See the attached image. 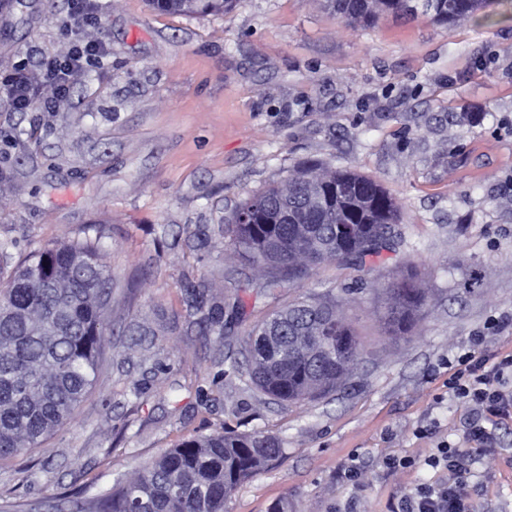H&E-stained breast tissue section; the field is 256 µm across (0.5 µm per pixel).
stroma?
I'll use <instances>...</instances> for the list:
<instances>
[{
    "mask_svg": "<svg viewBox=\"0 0 512 512\" xmlns=\"http://www.w3.org/2000/svg\"><path fill=\"white\" fill-rule=\"evenodd\" d=\"M0 10V81L35 73L73 38L102 43L53 111L0 98V237L24 252L99 238L112 273L105 359L72 419L0 467V512H72L66 494L108 488L190 436L261 433L283 458L224 512H390L438 482L424 460L470 447L471 409L446 398L463 353L512 352V0L444 27L430 19L349 25L320 0H238L227 14L96 0L98 25L61 24L69 0ZM31 132L18 144L17 129ZM302 164L380 183L401 214L400 248L374 267L327 262L250 304L223 337L183 302L205 283L223 302L260 272L224 247L250 194ZM413 269L428 296L410 332L385 335L381 288ZM333 290L364 354L318 401L278 404L228 376L248 370L249 332L295 298ZM510 318L507 326L492 320ZM467 477L478 512H512V420L493 426ZM389 456L416 459L390 470ZM358 458L361 477L344 470Z\"/></svg>",
    "mask_w": 512,
    "mask_h": 512,
    "instance_id": "1",
    "label": "stroma"
}]
</instances>
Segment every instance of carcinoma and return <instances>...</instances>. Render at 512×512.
I'll use <instances>...</instances> for the list:
<instances>
[{"label": "carcinoma", "instance_id": "1", "mask_svg": "<svg viewBox=\"0 0 512 512\" xmlns=\"http://www.w3.org/2000/svg\"><path fill=\"white\" fill-rule=\"evenodd\" d=\"M179 14L230 11L235 0H148ZM341 20L371 22L384 13L426 15L448 25L475 14L487 0H325ZM400 213L375 180L348 170L304 165L284 182L241 202L225 225L227 246L261 268L263 282L240 290L270 295L326 261L361 266L393 249ZM17 242L0 238V464L24 455L63 428L91 393L104 355V320L112 277L98 241L35 249L5 271ZM203 313L204 335L222 336L245 314L240 296L207 304L206 286L191 290ZM381 325L403 336L426 303L415 274L383 289ZM252 368L224 374L281 402L312 400L337 391L362 358L358 335L327 291L299 297L249 334ZM285 449L260 434L220 432L183 440L144 463L130 480L100 492L90 512H224V502L247 479L283 457Z\"/></svg>", "mask_w": 512, "mask_h": 512}]
</instances>
